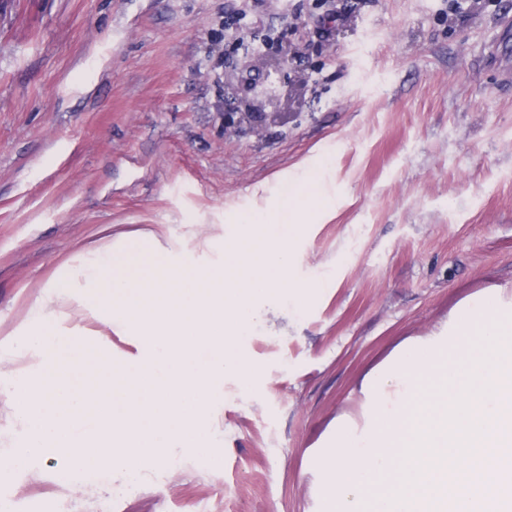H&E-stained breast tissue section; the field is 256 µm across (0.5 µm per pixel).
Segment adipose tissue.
<instances>
[{
    "label": "adipose tissue",
    "instance_id": "1",
    "mask_svg": "<svg viewBox=\"0 0 512 512\" xmlns=\"http://www.w3.org/2000/svg\"><path fill=\"white\" fill-rule=\"evenodd\" d=\"M238 222L224 261L201 266L150 232L102 238L49 281L0 345L13 368L0 385V416L20 429L10 466L62 458L66 472L137 477L185 451L218 463L213 410L224 381L251 391L263 366L243 348L259 305L302 311L310 297L296 249L307 208L285 201ZM137 337L133 357H116L92 323Z\"/></svg>",
    "mask_w": 512,
    "mask_h": 512
}]
</instances>
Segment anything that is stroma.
I'll return each mask as SVG.
<instances>
[{"instance_id":"obj_1","label":"stroma","mask_w":512,"mask_h":512,"mask_svg":"<svg viewBox=\"0 0 512 512\" xmlns=\"http://www.w3.org/2000/svg\"><path fill=\"white\" fill-rule=\"evenodd\" d=\"M0 0V337L107 230L182 251L296 185L326 191L297 243L304 313L263 307L256 393L224 384L221 464L179 455L73 485L61 459L0 478L66 512H321L318 442L366 373L465 297L512 289V80L490 49L512 0ZM299 52L262 132L224 131V68Z\"/></svg>"}]
</instances>
